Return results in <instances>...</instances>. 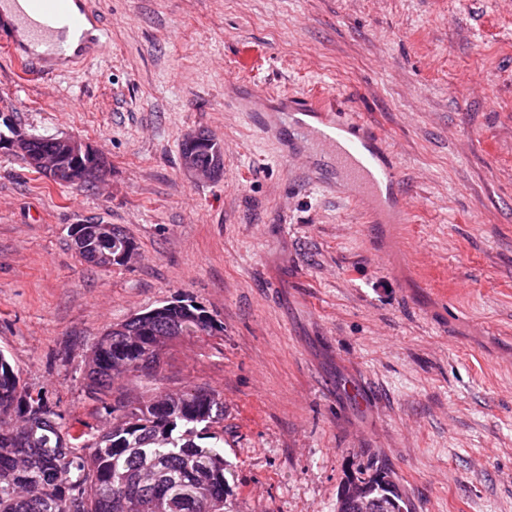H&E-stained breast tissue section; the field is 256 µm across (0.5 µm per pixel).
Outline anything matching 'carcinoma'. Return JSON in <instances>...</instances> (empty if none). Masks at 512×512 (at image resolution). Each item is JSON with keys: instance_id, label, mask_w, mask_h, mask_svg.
Segmentation results:
<instances>
[{"instance_id": "obj_1", "label": "carcinoma", "mask_w": 512, "mask_h": 512, "mask_svg": "<svg viewBox=\"0 0 512 512\" xmlns=\"http://www.w3.org/2000/svg\"><path fill=\"white\" fill-rule=\"evenodd\" d=\"M110 268L125 245L113 236L90 242ZM189 319L200 332L218 336L221 322L188 299L165 308L151 325L129 319L102 336L88 363L89 387L112 392L114 380L130 372L156 373L154 343ZM0 512H224V398L198 387L133 403L119 395L105 406L114 422L98 430L79 418L67 419L42 392L34 393L0 354ZM210 443H204V440ZM370 497L388 495L392 512H411L399 485L381 468L357 478Z\"/></svg>"}]
</instances>
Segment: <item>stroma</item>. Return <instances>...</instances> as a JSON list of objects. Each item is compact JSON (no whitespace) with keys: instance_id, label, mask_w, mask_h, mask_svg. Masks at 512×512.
Wrapping results in <instances>:
<instances>
[{"instance_id":"stroma-1","label":"stroma","mask_w":512,"mask_h":512,"mask_svg":"<svg viewBox=\"0 0 512 512\" xmlns=\"http://www.w3.org/2000/svg\"><path fill=\"white\" fill-rule=\"evenodd\" d=\"M90 2L111 45L91 67L45 77L0 49V114L107 160L70 187L0 151V352L22 383L110 426L94 343L184 297L223 335L115 386L222 393L229 512H336L373 460L412 512H512V0ZM301 98L384 139L407 223L340 193ZM196 130L220 178L183 170ZM74 224L134 257L85 264Z\"/></svg>"}]
</instances>
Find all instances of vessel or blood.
I'll use <instances>...</instances> for the list:
<instances>
[{
	"instance_id": "1",
	"label": "vessel or blood",
	"mask_w": 512,
	"mask_h": 512,
	"mask_svg": "<svg viewBox=\"0 0 512 512\" xmlns=\"http://www.w3.org/2000/svg\"><path fill=\"white\" fill-rule=\"evenodd\" d=\"M13 16L0 13V44L24 66L40 74L61 75L74 63L91 62L107 54L110 42L98 13L88 0H13ZM295 109L323 119L328 129L344 131L337 144L343 172V192L359 201H375L382 186L393 185L397 171L379 140L358 121H333L320 103L298 101Z\"/></svg>"
}]
</instances>
